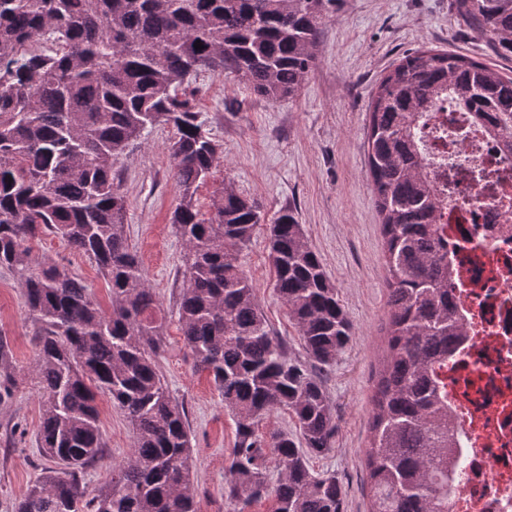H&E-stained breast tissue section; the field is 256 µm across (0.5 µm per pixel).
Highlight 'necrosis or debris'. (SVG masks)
Listing matches in <instances>:
<instances>
[{
  "label": "necrosis or debris",
  "instance_id": "1",
  "mask_svg": "<svg viewBox=\"0 0 512 512\" xmlns=\"http://www.w3.org/2000/svg\"><path fill=\"white\" fill-rule=\"evenodd\" d=\"M417 136L443 206L451 300L467 366L448 374V410L470 460L449 512H512V154L454 101L423 113Z\"/></svg>",
  "mask_w": 512,
  "mask_h": 512
}]
</instances>
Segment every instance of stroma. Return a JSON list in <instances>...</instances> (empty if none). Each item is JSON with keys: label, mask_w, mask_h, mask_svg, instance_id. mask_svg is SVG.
Wrapping results in <instances>:
<instances>
[{"label": "stroma", "mask_w": 512, "mask_h": 512, "mask_svg": "<svg viewBox=\"0 0 512 512\" xmlns=\"http://www.w3.org/2000/svg\"><path fill=\"white\" fill-rule=\"evenodd\" d=\"M426 49L457 52L512 76V59L493 52L488 37L460 15L456 0H336L322 25L314 63L293 99L268 101L228 73L201 72L186 87L204 129L223 150L218 167L197 191L201 211H210L227 182L265 219L293 208L352 323L349 344L319 372L336 430L329 451L310 461L314 472L336 474L342 482L343 512L369 510L365 455L373 373L385 347L380 329L388 312L384 240L367 165L369 108L384 74L403 56ZM170 137L165 127L146 131L117 164V183L127 201L128 241L166 315L159 370L185 408L197 510L237 512V503L224 495L235 422L181 336L184 248L170 223L179 196ZM32 257L64 266L109 305L96 265L60 238L47 234L34 240ZM240 260L270 326L287 340L293 356L303 357L298 330L275 289L265 229L256 231ZM0 335L9 343L17 376L11 396L0 401V512H13L54 462L37 444L36 327L16 274L1 266ZM97 405L111 460L121 462L131 453L132 426L107 398H98Z\"/></svg>", "instance_id": "1"}]
</instances>
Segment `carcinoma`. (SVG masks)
Returning a JSON list of instances; mask_svg holds the SVG:
<instances>
[{"mask_svg":"<svg viewBox=\"0 0 512 512\" xmlns=\"http://www.w3.org/2000/svg\"><path fill=\"white\" fill-rule=\"evenodd\" d=\"M334 2L0 0V266L18 275L37 325L38 442L58 463L16 512H197L189 424L158 368L160 303L128 243L127 202L115 183L119 160L157 126L173 133L179 200L170 223L186 248L181 333L236 424L224 496L245 512L266 494L271 448L280 467L273 512H343L341 481L309 466L334 434L329 397L311 368L330 365L349 343V319L288 209L268 227L270 258L306 360L291 356L271 329L240 262L260 210L230 186L210 212L198 207V188L222 151L182 91L202 71L230 72L262 97L292 98ZM458 11L492 36L498 56L512 59V0H458ZM442 96L512 138V77L462 54H407L372 98L367 164L389 316L366 454L370 512H448L468 469L464 441L448 419V342L464 330L448 301L440 203L415 135L419 112ZM46 233L96 263L110 310L67 269L33 266L31 242ZM14 383L0 336V398ZM100 393L128 419L134 440L128 461L112 466V485L87 500L86 469L108 460ZM275 409L288 411L299 436L259 432L262 416Z\"/></svg>","mask_w":512,"mask_h":512,"instance_id":"obj_1","label":"carcinoma"}]
</instances>
